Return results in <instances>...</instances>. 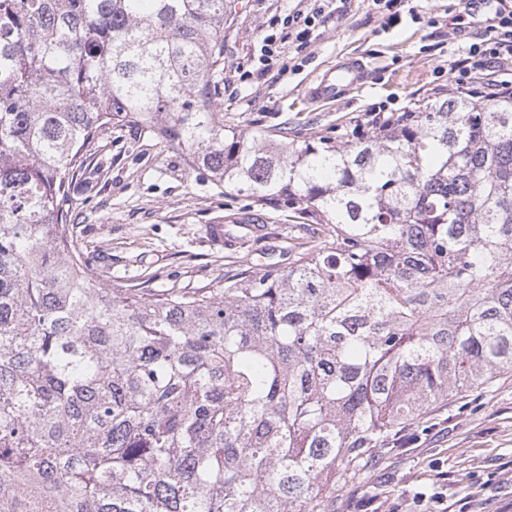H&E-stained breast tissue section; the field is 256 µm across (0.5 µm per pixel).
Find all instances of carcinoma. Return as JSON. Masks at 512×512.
I'll return each mask as SVG.
<instances>
[{"instance_id": "carcinoma-1", "label": "carcinoma", "mask_w": 512, "mask_h": 512, "mask_svg": "<svg viewBox=\"0 0 512 512\" xmlns=\"http://www.w3.org/2000/svg\"><path fill=\"white\" fill-rule=\"evenodd\" d=\"M224 2L0 0V512H330L512 372V94L336 143L229 135ZM120 123L323 244L219 288L101 285L63 202Z\"/></svg>"}]
</instances>
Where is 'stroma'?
I'll use <instances>...</instances> for the list:
<instances>
[{
  "mask_svg": "<svg viewBox=\"0 0 512 512\" xmlns=\"http://www.w3.org/2000/svg\"><path fill=\"white\" fill-rule=\"evenodd\" d=\"M224 62L216 97L225 129L300 144L349 132L373 104L412 110L435 101L434 81L453 92L438 67L463 61L475 81L491 68L469 46L486 31L458 29L459 0H404L398 23L372 0H330L307 39L290 41L277 69L259 72L262 39L277 21L310 12L314 0H229ZM368 66L365 84L340 101L311 105L306 86L346 55ZM79 244L103 282L162 290L217 284L235 269L288 265L297 246L317 245L284 197L259 202L215 186L184 154L130 125H115L89 148L66 204ZM245 220L263 227L221 249L203 241L206 225ZM512 512V375L424 415L400 440L377 448L366 468L338 490L334 512Z\"/></svg>",
  "mask_w": 512,
  "mask_h": 512,
  "instance_id": "obj_1",
  "label": "stroma"
}]
</instances>
